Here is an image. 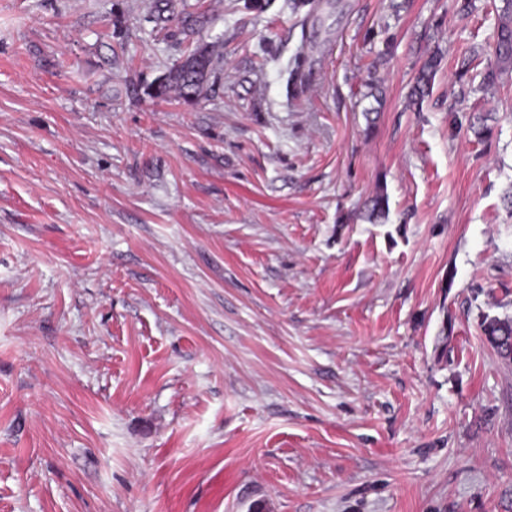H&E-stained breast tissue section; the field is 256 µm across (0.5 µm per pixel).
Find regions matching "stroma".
I'll list each match as a JSON object with an SVG mask.
<instances>
[{
    "mask_svg": "<svg viewBox=\"0 0 512 512\" xmlns=\"http://www.w3.org/2000/svg\"><path fill=\"white\" fill-rule=\"evenodd\" d=\"M154 2L0 0V512H512L504 0ZM162 1L164 3L156 6L158 12L176 14L181 26L180 34L184 36L183 40L191 41V48L173 66L148 84L145 92L153 99L174 98L193 106L221 79L218 68L220 55L214 43L206 42L200 37L204 13L191 11L188 0ZM507 2V1H506ZM498 25L495 47V66L488 70L486 79L494 82L498 77L512 69V1H508L502 10ZM439 63V57L436 54L431 55L423 63L410 92V99L413 104L419 105L432 92ZM481 328L483 334L487 336L488 342L491 344V346L497 352V354L500 355L505 360H511V343L509 346L508 343L494 345L493 339H504L507 336L508 341L511 340L512 318L485 316L481 322Z\"/></svg>",
    "mask_w": 512,
    "mask_h": 512,
    "instance_id": "35a3bbf8",
    "label": "stroma"
}]
</instances>
